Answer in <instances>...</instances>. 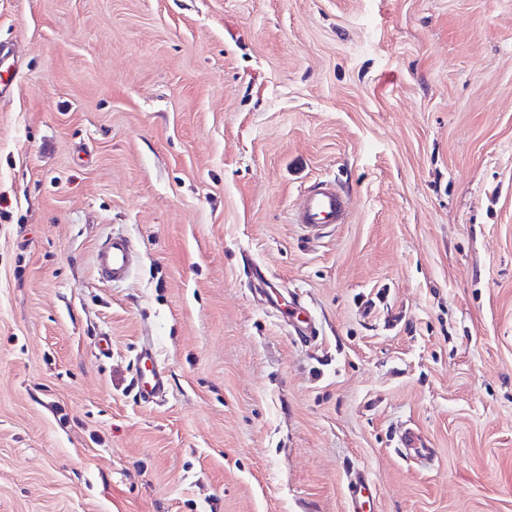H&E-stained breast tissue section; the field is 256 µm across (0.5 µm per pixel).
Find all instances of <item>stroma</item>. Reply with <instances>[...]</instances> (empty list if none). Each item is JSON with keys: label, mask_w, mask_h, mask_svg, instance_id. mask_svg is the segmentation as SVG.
Here are the masks:
<instances>
[{"label": "stroma", "mask_w": 512, "mask_h": 512, "mask_svg": "<svg viewBox=\"0 0 512 512\" xmlns=\"http://www.w3.org/2000/svg\"><path fill=\"white\" fill-rule=\"evenodd\" d=\"M1 43L0 512H512V0H0ZM347 202L335 183L322 182L301 196L295 211V222L313 232L329 224L345 221ZM140 255L132 241L124 235H112L94 256L98 274L115 284L127 281L137 268ZM134 387L140 400L148 403L164 398L168 392L169 375L159 365L150 341L136 350ZM400 443L406 456L413 460L426 459L432 455V448H424L419 435L411 429L401 434Z\"/></svg>", "instance_id": "1"}]
</instances>
